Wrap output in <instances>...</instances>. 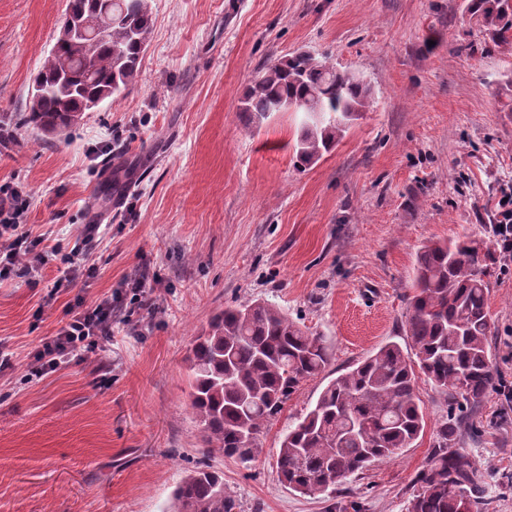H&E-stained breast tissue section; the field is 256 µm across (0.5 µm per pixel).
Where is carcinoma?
Here are the masks:
<instances>
[{"label": "carcinoma", "mask_w": 512, "mask_h": 512, "mask_svg": "<svg viewBox=\"0 0 512 512\" xmlns=\"http://www.w3.org/2000/svg\"><path fill=\"white\" fill-rule=\"evenodd\" d=\"M102 0H69L75 24L92 30L102 21ZM121 20L91 38H56L32 78L24 124L44 133L72 128L89 101L114 99L135 83L152 17L148 0H112ZM468 14L501 42L512 39V0H468ZM370 106L367 83L307 51L267 67L245 91L240 112L260 126L291 107L319 110L295 144L297 165L308 167L329 152L349 121ZM497 238L431 241L416 259L406 335L415 358L390 342L331 380L305 416L284 436L277 453L281 481L302 494L345 484L369 466L409 447L424 429L416 373L448 395V420L417 477L407 512H486L471 487L475 463L456 449L462 420L496 387L490 354L492 323L488 271L497 263ZM330 360L324 337L302 329L264 301L228 307L198 336L188 359L190 408L208 450L249 465L262 451L266 423L299 384ZM262 399L247 402L244 395ZM250 440L245 441L242 435ZM166 512H240L224 492L221 472L202 463L175 489Z\"/></svg>", "instance_id": "1"}]
</instances>
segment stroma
<instances>
[{"label":"stroma","mask_w":512,"mask_h":512,"mask_svg":"<svg viewBox=\"0 0 512 512\" xmlns=\"http://www.w3.org/2000/svg\"><path fill=\"white\" fill-rule=\"evenodd\" d=\"M67 0H0V185L31 197L27 224L49 242L99 232L84 291L42 299L0 283V512H164L198 463L224 474L241 512H407L448 399L417 378L419 438L355 481L303 495L282 484L288 429L341 373L405 332L423 244L482 236L512 195V43L463 0H149L153 30L126 94L73 128L23 123L33 75ZM329 59L372 91L367 112L314 165L295 164L307 119L276 112L261 127L239 108L259 72L293 51ZM139 163L102 204L113 164ZM143 276L149 305L117 313L112 338L55 372L27 365L68 303L122 292ZM262 299L331 354L304 380L243 466L207 451L190 408L186 358L225 306ZM499 386L461 447L484 475L489 512H512V264L490 278Z\"/></svg>","instance_id":"stroma-1"}]
</instances>
